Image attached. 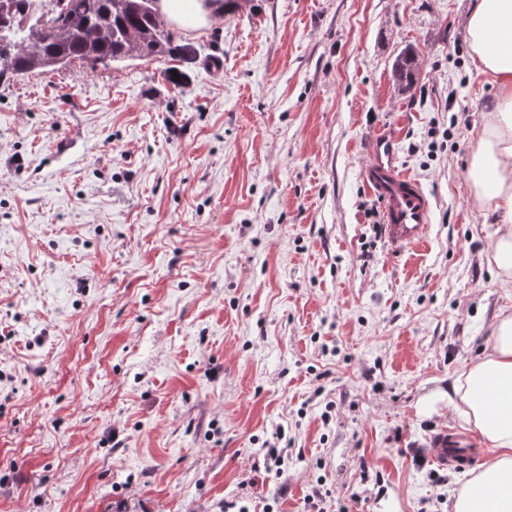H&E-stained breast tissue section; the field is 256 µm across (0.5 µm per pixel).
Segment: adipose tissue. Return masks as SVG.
<instances>
[{
	"mask_svg": "<svg viewBox=\"0 0 512 512\" xmlns=\"http://www.w3.org/2000/svg\"><path fill=\"white\" fill-rule=\"evenodd\" d=\"M160 10L184 31L204 27L208 0H160ZM467 32L478 70L496 86V99L466 168L474 200L495 214L493 262L512 284V0H477ZM448 401L491 444L494 456L457 491L452 512H512V317L491 325L483 355L459 374Z\"/></svg>",
	"mask_w": 512,
	"mask_h": 512,
	"instance_id": "adipose-tissue-1",
	"label": "adipose tissue"
}]
</instances>
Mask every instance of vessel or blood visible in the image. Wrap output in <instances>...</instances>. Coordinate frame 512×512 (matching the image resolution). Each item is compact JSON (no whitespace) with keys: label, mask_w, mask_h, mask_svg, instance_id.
<instances>
[{"label":"vessel or blood","mask_w":512,"mask_h":512,"mask_svg":"<svg viewBox=\"0 0 512 512\" xmlns=\"http://www.w3.org/2000/svg\"><path fill=\"white\" fill-rule=\"evenodd\" d=\"M362 178L381 204L386 242L398 251L422 243L432 222L433 205L420 183L398 166L390 134L372 138ZM427 453L435 464L466 469L479 461L483 450L472 435L445 427L432 437Z\"/></svg>","instance_id":"b4317fda"}]
</instances>
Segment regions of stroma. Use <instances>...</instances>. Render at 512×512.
I'll return each instance as SVG.
<instances>
[{"instance_id":"obj_1","label":"stroma","mask_w":512,"mask_h":512,"mask_svg":"<svg viewBox=\"0 0 512 512\" xmlns=\"http://www.w3.org/2000/svg\"><path fill=\"white\" fill-rule=\"evenodd\" d=\"M474 0H249L0 82V512H451L448 387L512 315L464 178ZM416 60L399 91L394 66ZM434 202L385 243L376 133Z\"/></svg>"}]
</instances>
